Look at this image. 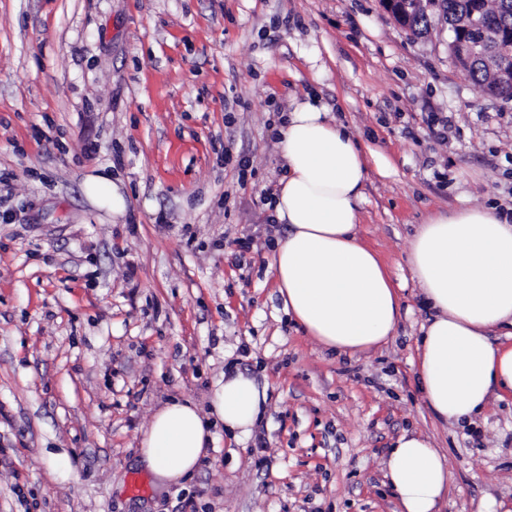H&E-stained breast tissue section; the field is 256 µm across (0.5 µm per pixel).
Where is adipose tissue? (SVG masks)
Segmentation results:
<instances>
[{
  "instance_id": "adipose-tissue-1",
  "label": "adipose tissue",
  "mask_w": 512,
  "mask_h": 512,
  "mask_svg": "<svg viewBox=\"0 0 512 512\" xmlns=\"http://www.w3.org/2000/svg\"><path fill=\"white\" fill-rule=\"evenodd\" d=\"M286 173L273 197L287 230L270 265L288 314L336 354L365 352L394 333L399 297L355 226L367 158L349 129L312 99L297 102L278 144ZM408 262L434 311L418 346L424 397L443 420L471 422L492 396L512 394V345H494L492 329L512 328V221L489 207L439 214L420 225ZM267 395L236 372L217 382L210 409L172 402L143 434L141 462L160 482L197 468L212 439L210 421L246 434ZM402 512H437L448 464L431 440L404 432L384 462Z\"/></svg>"
}]
</instances>
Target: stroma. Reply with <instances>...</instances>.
Segmentation results:
<instances>
[{
	"instance_id": "stroma-1",
	"label": "stroma",
	"mask_w": 512,
	"mask_h": 512,
	"mask_svg": "<svg viewBox=\"0 0 512 512\" xmlns=\"http://www.w3.org/2000/svg\"><path fill=\"white\" fill-rule=\"evenodd\" d=\"M314 94L369 158L359 237L401 299L395 336L339 357L291 323L269 265L281 129ZM108 176L123 213L93 203ZM512 207V101L381 0H0V512H401L404 430L445 456L439 512L512 502V398L472 426L420 387L431 316L408 262L435 214ZM267 403L177 484L136 460L170 401L225 373ZM110 192L112 195V212H120L123 209V197L119 191L118 186L112 183V180L104 177L98 176L96 178H91L86 184V193L92 200H97L99 193Z\"/></svg>"
}]
</instances>
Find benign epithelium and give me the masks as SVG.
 I'll use <instances>...</instances> for the list:
<instances>
[{
    "instance_id": "obj_1",
    "label": "benign epithelium",
    "mask_w": 512,
    "mask_h": 512,
    "mask_svg": "<svg viewBox=\"0 0 512 512\" xmlns=\"http://www.w3.org/2000/svg\"><path fill=\"white\" fill-rule=\"evenodd\" d=\"M386 10L404 29H409L412 17L422 9H436L437 0H382ZM482 0H473L470 14L464 22L449 27L451 39L448 49L460 63H467L476 56L491 54L502 61L497 83L482 90L492 97L512 91V30L504 26L489 25L485 22Z\"/></svg>"
}]
</instances>
